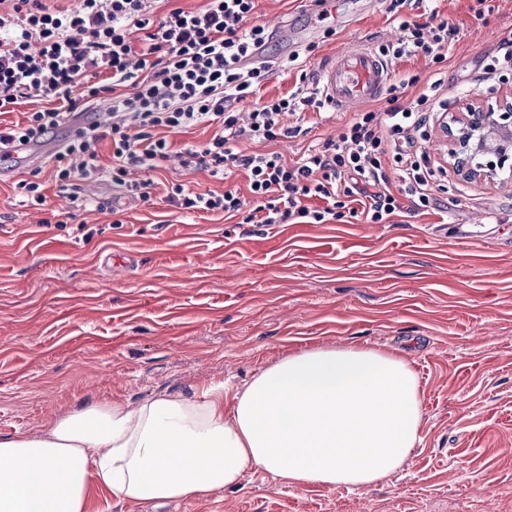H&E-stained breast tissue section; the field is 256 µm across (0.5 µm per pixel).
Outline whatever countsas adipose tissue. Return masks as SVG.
<instances>
[{"label": "adipose tissue", "mask_w": 512, "mask_h": 512, "mask_svg": "<svg viewBox=\"0 0 512 512\" xmlns=\"http://www.w3.org/2000/svg\"><path fill=\"white\" fill-rule=\"evenodd\" d=\"M422 418L403 359L311 348L231 396L219 384L93 404L0 440V512H86L92 483L119 500L166 502L235 487L253 468L292 486L367 485L403 469Z\"/></svg>", "instance_id": "ef3b65f1"}]
</instances>
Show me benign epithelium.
<instances>
[{"label":"benign epithelium","mask_w":512,"mask_h":512,"mask_svg":"<svg viewBox=\"0 0 512 512\" xmlns=\"http://www.w3.org/2000/svg\"><path fill=\"white\" fill-rule=\"evenodd\" d=\"M443 163L467 178L512 172V91L493 103L466 105L439 120Z\"/></svg>","instance_id":"1"}]
</instances>
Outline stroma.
<instances>
[{"instance_id": "stroma-1", "label": "stroma", "mask_w": 512, "mask_h": 512, "mask_svg": "<svg viewBox=\"0 0 512 512\" xmlns=\"http://www.w3.org/2000/svg\"><path fill=\"white\" fill-rule=\"evenodd\" d=\"M315 21L303 0H256L253 20L284 26L264 96L357 43L396 41L390 0H335ZM459 30L437 97L449 111L512 90V68L483 65L512 36V0H412ZM297 64L283 66V57ZM349 113L307 117V131L246 152L297 160L336 136ZM149 204L112 213L110 181L83 183L92 207L59 195L51 168L0 161V439L38 431L61 413L208 383L243 388L275 361L318 346L379 348L403 357L422 390L423 440L404 469L368 486L284 485L253 469L232 489L156 507L91 489L88 512H512V176L489 183L446 172L442 208L323 224H240L220 213L187 219L165 200L179 183L238 190L170 156L150 172ZM22 180L39 183L31 205ZM468 231L467 239L456 236Z\"/></svg>"}]
</instances>
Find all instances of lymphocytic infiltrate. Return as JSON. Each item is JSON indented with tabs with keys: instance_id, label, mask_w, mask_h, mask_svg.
Returning <instances> with one entry per match:
<instances>
[{
	"instance_id": "f902f5d3",
	"label": "lymphocytic infiltrate",
	"mask_w": 512,
	"mask_h": 512,
	"mask_svg": "<svg viewBox=\"0 0 512 512\" xmlns=\"http://www.w3.org/2000/svg\"><path fill=\"white\" fill-rule=\"evenodd\" d=\"M255 2L207 0L200 10L174 8L157 18L155 0H82L74 11L50 8L44 0H0V112L35 94L53 102L25 121L0 125V151L43 143L62 125L74 124L71 138L50 158L59 191L86 206L81 182L101 171L97 148L108 140L112 167L106 173L113 186L146 203L155 183L128 181L130 169L150 172L167 159L163 131L205 124L214 127L212 138L204 146L185 147L183 166L215 176L245 169L258 204L245 214L236 192L214 195L175 184L167 200L184 216L220 212L246 224H322L361 215L368 223L387 224L405 208L436 205L433 170L407 152L423 136L431 113L448 107L426 93L413 108L395 104L358 113L339 138L312 145L292 163L277 151L241 150L247 140L297 137L298 118L325 106L319 89L300 85L283 96H261L270 75L271 36L265 26L249 22ZM398 26L401 37L381 45V56L421 55L439 66L447 63L456 27L404 18ZM105 93L111 122L82 120L80 102ZM243 102L252 106L244 121L238 114ZM388 152L399 165L394 189L383 169ZM313 199L321 207H310Z\"/></svg>"
}]
</instances>
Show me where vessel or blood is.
Masks as SVG:
<instances>
[{
    "mask_svg": "<svg viewBox=\"0 0 512 512\" xmlns=\"http://www.w3.org/2000/svg\"><path fill=\"white\" fill-rule=\"evenodd\" d=\"M391 81L386 61L372 48L358 45L328 58L317 71L322 96L337 111L381 96Z\"/></svg>",
    "mask_w": 512,
    "mask_h": 512,
    "instance_id": "vessel-or-blood-1",
    "label": "vessel or blood"
}]
</instances>
